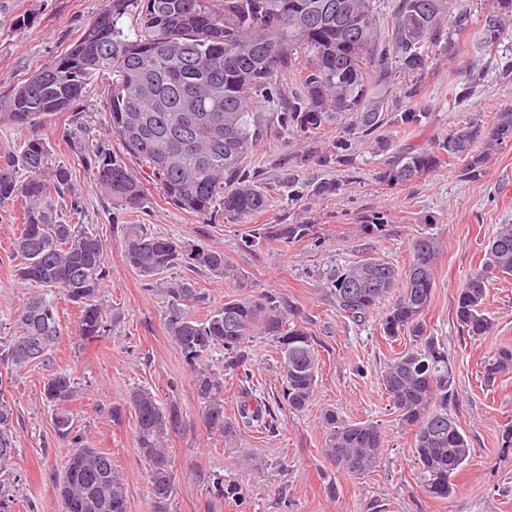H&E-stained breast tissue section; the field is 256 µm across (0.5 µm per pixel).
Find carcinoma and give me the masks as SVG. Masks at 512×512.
Instances as JSON below:
<instances>
[{"label": "carcinoma", "mask_w": 512, "mask_h": 512, "mask_svg": "<svg viewBox=\"0 0 512 512\" xmlns=\"http://www.w3.org/2000/svg\"><path fill=\"white\" fill-rule=\"evenodd\" d=\"M135 16L134 29L121 20ZM512 26V0H489L478 44L492 55L494 72L512 83V53H499L503 31ZM473 27L464 0H394L390 26L380 22L375 0H106L105 9L64 55L15 87L0 106V123L29 135L13 151L0 153V207L25 202L24 222L12 255L22 259L17 275L42 292L30 297L16 329L0 344V364L21 367L48 362L61 338L52 291L80 308L76 336L89 343L106 332L112 314L101 302L108 283L104 245L94 233L64 218L82 209L81 192L70 170L53 157L40 133L45 119L70 110L94 77L104 80L112 132L126 156L79 119L67 132L71 151L88 167L112 205L135 211L147 204L146 185L167 202L201 217L220 214L239 222L265 210L282 185L304 197L301 167L334 164L352 172L356 143H368L382 158L376 180L407 187L445 165L462 163L460 176L482 175L491 151L512 143V106L487 122L469 120L432 147L396 145L385 135L395 128L416 130L428 123L422 104L438 53L456 49L454 37ZM487 69L473 61L461 83L448 85V105L472 96ZM202 98L204 111L186 123L183 96ZM294 136L301 150L279 157V139ZM288 170L279 182L251 172L248 163L260 146ZM136 161L133 169L126 158ZM386 214L364 216L360 232L371 242L383 238ZM314 225L274 224L243 240L260 249L271 241L283 247L312 237ZM125 259L167 303L166 331L194 372L193 386L206 429L235 444L239 421L224 415V373L247 371L246 341L272 339L281 369V396L302 411L317 386L318 351L300 309L285 295H232L197 319L191 303L205 296L188 279L165 274L185 267L217 279L237 278L224 250L199 241L153 234L140 224L125 228ZM440 246L422 233L411 243V259L401 270L378 257L349 262L324 283L327 300L354 323L379 317L384 336H407L410 347L387 364L382 382L399 424L413 438L414 459L424 492L447 499L455 476L472 448L452 408L458 401L448 352L428 330L426 313L435 288ZM512 275V224H500L485 245L484 262L460 286L454 299L462 333L477 338L494 321L486 309L487 283ZM385 312H379L388 298ZM222 353L214 363L216 352ZM512 372V346H501L483 361L482 376L494 382ZM58 436L71 445L65 468L56 475L62 512H127L124 479L112 455L86 448L73 435L70 405L78 387L70 375L53 373L43 384ZM241 414L265 431H276L261 404ZM135 415V442L149 465L147 481L154 512H168L174 470L167 435L177 422L145 388L129 392ZM325 454L347 474L364 476L380 464L383 438L372 423H347L336 411L323 414ZM15 453L13 410L0 400V470ZM206 483L218 498L238 499L235 484L212 474Z\"/></svg>", "instance_id": "obj_1"}]
</instances>
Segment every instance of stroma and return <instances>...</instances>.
I'll list each match as a JSON object with an SVG mask.
<instances>
[{
  "label": "stroma",
  "mask_w": 512,
  "mask_h": 512,
  "mask_svg": "<svg viewBox=\"0 0 512 512\" xmlns=\"http://www.w3.org/2000/svg\"><path fill=\"white\" fill-rule=\"evenodd\" d=\"M104 0H0V101L18 84L65 53L101 12ZM477 31L461 37L455 58L437 56L429 78L430 121L416 131L399 133V144H433L474 114L492 118L512 104V84L487 74L484 83L461 105L449 107L448 82L463 79L464 68L477 59ZM75 110L91 131L108 134L109 108L102 80L89 83ZM70 114L49 116L41 133L51 152L71 169L83 196V209L73 223L98 234L107 250L109 286L103 303L114 314L105 336L82 343L74 336L79 310L58 298L61 339L50 364L0 365V397L14 409L13 463L0 474V489L11 500L10 512H60L54 474L66 464L70 445L57 435L51 410L43 399L48 374L63 372L75 379L72 402L75 432L83 445L111 453L126 488L128 512H154L147 482L148 464L134 440L135 415L126 399L136 387L151 390L162 406L176 409L179 420L169 433L175 488L169 512H512V449L503 433L512 426V373L485 384L484 358L503 344L512 345V277L491 279L487 308L493 330L484 336L463 335L454 319L456 292L478 268L484 246L497 225L512 223V143L498 147L481 177L463 179L440 168L405 190L378 183V160L367 145H357L353 180L338 195L310 197L288 205L272 203L267 211L240 222L207 220L165 202L151 190L144 210L113 207L94 176L67 145ZM388 214L384 237L370 245L359 233L363 215ZM314 224L317 242L301 241L282 249L277 244L244 248L245 236L273 224ZM22 224L20 204L0 208V338L10 336L14 322L33 292L16 276L12 242ZM127 224L147 231L200 241L223 248L238 280L174 269L173 277L190 278L205 292V302L192 307L204 318L225 298L247 290L280 292L292 300L317 341L318 385L302 411L281 403V376L272 340L251 338L249 379L224 377V412L238 414L243 389L276 402V433L241 428L235 447L208 433L198 415L193 374L165 330V301L146 288L124 257ZM434 234L441 245L436 284L427 323L454 362L459 394L455 412L472 448L471 458L456 476L457 493L448 499L425 495L417 477L413 439L398 423L381 374L403 341L384 337L377 320L352 323L327 301L322 286L343 264L372 255L407 266L410 244L418 233ZM333 409L349 423L373 422L383 434V457L369 474L344 473L325 454L324 410ZM256 467L243 464V454ZM239 485L238 500L211 497L202 471Z\"/></svg>",
  "instance_id": "1"
}]
</instances>
